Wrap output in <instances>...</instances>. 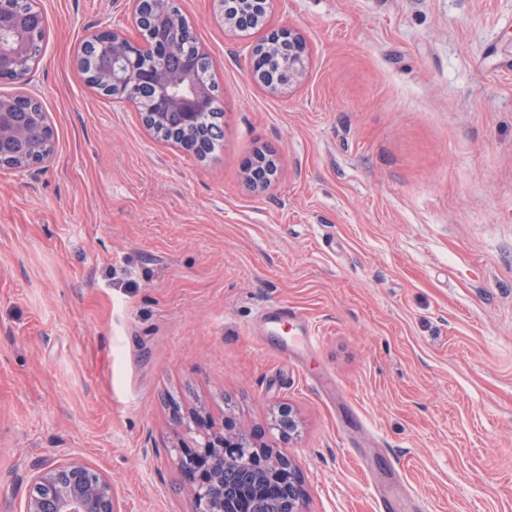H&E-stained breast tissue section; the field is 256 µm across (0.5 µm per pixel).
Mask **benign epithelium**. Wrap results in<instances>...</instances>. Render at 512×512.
Returning a JSON list of instances; mask_svg holds the SVG:
<instances>
[{"label": "benign epithelium", "mask_w": 512, "mask_h": 512, "mask_svg": "<svg viewBox=\"0 0 512 512\" xmlns=\"http://www.w3.org/2000/svg\"><path fill=\"white\" fill-rule=\"evenodd\" d=\"M128 17L134 34L106 24L87 44L95 46L104 64L77 60L84 81L102 92L151 87L153 100L140 113L144 127L155 133L163 123L179 129L175 142L183 148L209 105V89L193 76V60L178 49L182 40L193 41L191 26L182 25L170 9L171 0H130ZM224 26L234 31L262 29L251 48L249 77L276 91L305 73L310 49L296 30L270 22L271 0H214ZM46 18L38 8L16 12L12 0H0V83L16 85L22 94L0 98V170L22 175L53 159L55 137L48 114L28 90L26 60L32 42L45 32ZM276 156L259 149L249 162L245 180L254 192H264L278 179ZM178 424L200 431L194 448L178 449L181 475L192 493L191 512H240L241 502L254 490L269 486L280 496L281 512H306L303 479L297 464L277 448L255 441L254 435L231 423L215 429L201 424L197 413L173 408ZM282 439L298 435L300 421L285 403L274 415ZM26 512H116L112 480L87 462L68 458L34 465Z\"/></svg>", "instance_id": "benign-epithelium-1"}]
</instances>
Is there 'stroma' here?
Wrapping results in <instances>:
<instances>
[{
	"mask_svg": "<svg viewBox=\"0 0 512 512\" xmlns=\"http://www.w3.org/2000/svg\"><path fill=\"white\" fill-rule=\"evenodd\" d=\"M37 3L55 158L0 171V512L65 458L118 512H189L176 404L287 452L307 512H512V0H276L310 59L275 93L261 31L177 0L224 110L205 159L76 77L125 0ZM279 165L276 156L268 149H258L249 162L245 180L254 192H264L278 179ZM273 419L275 424H272V429L278 432L280 438L290 440L298 435L300 421L289 404H279Z\"/></svg>",
	"mask_w": 512,
	"mask_h": 512,
	"instance_id": "obj_1",
	"label": "stroma"
}]
</instances>
